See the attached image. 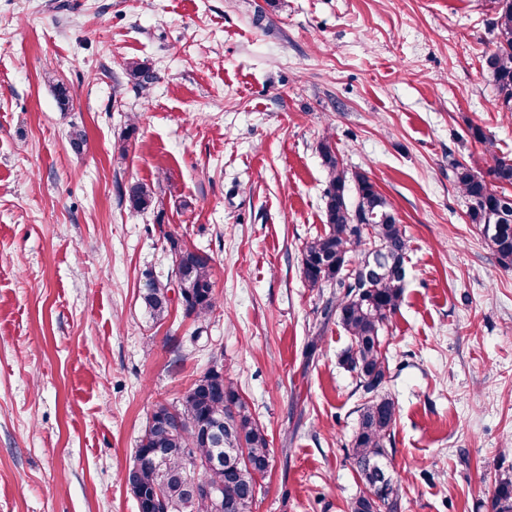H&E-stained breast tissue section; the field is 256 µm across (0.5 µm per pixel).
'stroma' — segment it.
Masks as SVG:
<instances>
[{"instance_id": "stroma-1", "label": "stroma", "mask_w": 512, "mask_h": 512, "mask_svg": "<svg viewBox=\"0 0 512 512\" xmlns=\"http://www.w3.org/2000/svg\"><path fill=\"white\" fill-rule=\"evenodd\" d=\"M495 17L494 0H0V512H137L125 472L156 404L214 366L269 442L252 512H345L350 339L316 331L300 273L325 139L409 239L383 334L400 512H491L512 475V268L452 166L491 165L474 126L512 156L483 67ZM130 59L154 82L134 87ZM171 236L213 260L206 316L142 304L149 280L176 286ZM130 208L144 212L154 205V194L151 189L141 183L130 184L127 189Z\"/></svg>"}]
</instances>
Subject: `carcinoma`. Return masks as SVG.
Here are the masks:
<instances>
[{"instance_id": "1", "label": "carcinoma", "mask_w": 512, "mask_h": 512, "mask_svg": "<svg viewBox=\"0 0 512 512\" xmlns=\"http://www.w3.org/2000/svg\"><path fill=\"white\" fill-rule=\"evenodd\" d=\"M494 23L496 48L485 55V67L496 90V104L512 112V0H496ZM135 84L150 83L149 68L138 61L125 64ZM472 136L491 155L486 173L466 164L454 165V181L465 197L469 221L480 227L498 261L512 265V156L499 155L493 141L478 127ZM326 171L324 231L301 249V274L310 288H330L322 303L318 330L336 320L350 338L339 364L354 374L362 403L351 449L350 464L364 489L347 503V512H398L400 488L388 466L387 444L392 442L397 407L383 394L389 362L382 352V333L399 307L409 249L406 231L387 199L363 172L344 167L330 142L319 147ZM130 208L144 212L154 205V194L141 183L127 189ZM169 251L179 259L181 297L188 316L200 317L215 306L210 257L174 237ZM169 289L153 283L143 302L153 320L167 318L171 308ZM224 372L212 368L200 376L178 406L158 404L135 454L141 457L138 482L144 497L136 499L138 512H159L148 495L157 489L167 504L165 512H212L202 503L187 499L182 471V449L196 457H209L216 448L199 429L215 419L228 421L219 448H239L248 462L224 464V469L202 470L198 478L224 490V512H250L258 478L270 467L266 434L246 410L238 389L223 382L224 399L212 397V387ZM153 448L171 449L161 467L149 461ZM491 512H512V480H499L491 497Z\"/></svg>"}]
</instances>
